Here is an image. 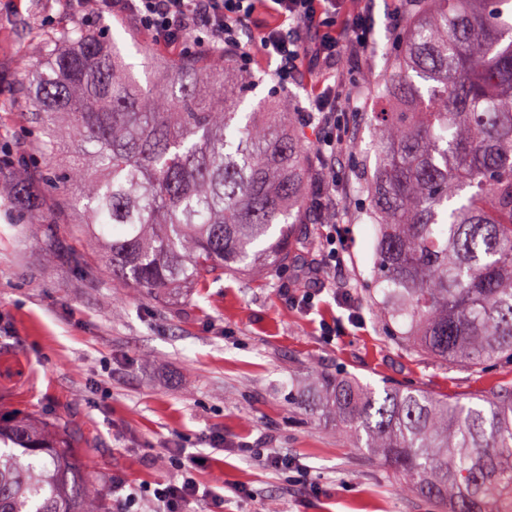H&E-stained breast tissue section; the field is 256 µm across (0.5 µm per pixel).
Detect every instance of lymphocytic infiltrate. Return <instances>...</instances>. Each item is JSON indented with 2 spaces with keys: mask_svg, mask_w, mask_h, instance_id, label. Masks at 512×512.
I'll use <instances>...</instances> for the list:
<instances>
[{
  "mask_svg": "<svg viewBox=\"0 0 512 512\" xmlns=\"http://www.w3.org/2000/svg\"><path fill=\"white\" fill-rule=\"evenodd\" d=\"M342 4L343 0H74L75 9L90 20L112 13L129 18L162 48L204 33L212 48L234 55L244 64L257 59L271 62L269 75L282 89L304 62L332 70L343 57L345 43H369L370 10L358 12L345 32L336 27ZM301 30L310 34V45L299 40ZM305 121L324 130L317 151L328 163H335L336 148L342 143L335 85L316 93ZM164 457L172 478L152 486L130 487L125 504L145 498L157 505L159 512H188L192 503L208 499L215 507H223V495L197 482L199 459L195 454L172 442Z\"/></svg>",
  "mask_w": 512,
  "mask_h": 512,
  "instance_id": "f902f5d3",
  "label": "lymphocytic infiltrate"
}]
</instances>
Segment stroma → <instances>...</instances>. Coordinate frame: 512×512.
<instances>
[{
	"label": "stroma",
	"mask_w": 512,
	"mask_h": 512,
	"mask_svg": "<svg viewBox=\"0 0 512 512\" xmlns=\"http://www.w3.org/2000/svg\"><path fill=\"white\" fill-rule=\"evenodd\" d=\"M396 6L371 0L369 45L345 50V90L336 103L355 144L336 156V203L327 219L307 204L294 263L284 271L227 273L163 305L100 275L97 252L67 206L82 184L46 181L37 149L44 133L21 109L25 74L40 62L31 47L49 41L61 49L59 33L73 29L115 38L145 86L153 77L142 49L217 69L222 57L194 37L154 47L117 16L86 25L62 0H0V417L33 413L65 424L98 475L105 512H120L113 482L170 478L159 450L174 437L205 452L195 477L223 494V512H435L297 395H314L319 370L439 398L512 384L511 358L450 368L396 344L367 296L375 229L363 213L357 174L377 161L369 114L400 33L391 20ZM331 236L332 265L325 261ZM306 293L314 297L308 311L294 304ZM216 436L223 450L210 449ZM275 449L306 466L304 481L263 464ZM240 487L250 498L237 495Z\"/></svg>",
	"instance_id": "stroma-1"
}]
</instances>
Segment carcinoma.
Here are the masks:
<instances>
[{"label":"carcinoma","mask_w":512,"mask_h":512,"mask_svg":"<svg viewBox=\"0 0 512 512\" xmlns=\"http://www.w3.org/2000/svg\"><path fill=\"white\" fill-rule=\"evenodd\" d=\"M410 20L373 92L383 149L364 185L376 229L369 295L395 342L449 367L512 356V0H408ZM40 47L28 74L63 182L80 181L78 230L99 272L159 303L228 271L284 268L307 203L301 113L241 111L253 76L224 65L207 101L142 88L117 44L78 30ZM69 155L59 153L61 143ZM336 428L442 512H512V387L464 403L315 374ZM64 426L0 421V512H101Z\"/></svg>","instance_id":"carcinoma-1"}]
</instances>
